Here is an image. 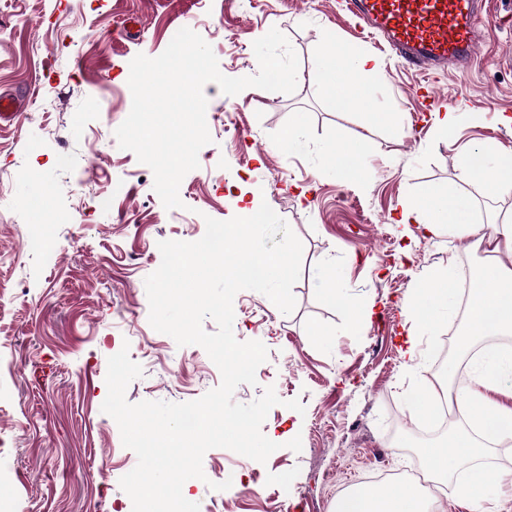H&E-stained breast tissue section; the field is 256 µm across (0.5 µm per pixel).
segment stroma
<instances>
[{
	"instance_id": "35a3bbf8",
	"label": "stroma",
	"mask_w": 512,
	"mask_h": 512,
	"mask_svg": "<svg viewBox=\"0 0 512 512\" xmlns=\"http://www.w3.org/2000/svg\"><path fill=\"white\" fill-rule=\"evenodd\" d=\"M488 8L497 21L468 73L432 80L424 98L421 75L354 37L344 0H0V95L20 102L19 118L0 126V493L19 512H133L120 480L137 456L102 411L108 359L125 346L142 367L126 390L132 403L188 402L220 384L201 346L151 327L145 279L161 263L159 242L199 240L206 218L264 202L300 239L302 270L292 313L259 292L236 294V339L263 343L268 357L233 399L247 404L274 387L281 403L262 431L279 448L263 464L208 450L189 497L200 512H329L336 497L371 485L376 469L403 475L419 465L403 402L433 373L430 348L454 322L424 332L421 367L410 371L403 302L475 251L447 227L431 233L400 213L410 197L463 179L462 146L487 147L489 168L512 159V0ZM184 27L229 77L257 74L253 43L278 28L298 55V87L228 96L205 84L212 141L180 184L182 207L168 210L150 167L114 131L132 106L131 61L160 55ZM331 41L376 65L365 101L343 111L318 70ZM449 111L457 122L446 137ZM389 112L422 114L416 138L393 131ZM295 124L300 148H280ZM357 138L359 157L338 179L328 152ZM41 194L39 217L28 203ZM36 230L49 236L45 250L20 251ZM334 277L366 313L360 335L343 332ZM294 398L304 412L287 408ZM297 436L301 451L287 449ZM244 467L253 493L217 490Z\"/></svg>"
}]
</instances>
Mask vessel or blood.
Segmentation results:
<instances>
[{
  "label": "vessel or blood",
  "instance_id": "1",
  "mask_svg": "<svg viewBox=\"0 0 512 512\" xmlns=\"http://www.w3.org/2000/svg\"><path fill=\"white\" fill-rule=\"evenodd\" d=\"M482 0H352L354 12L397 56L423 76H457L477 55Z\"/></svg>",
  "mask_w": 512,
  "mask_h": 512
}]
</instances>
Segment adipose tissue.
<instances>
[{"instance_id":"obj_1","label":"adipose tissue","mask_w":512,"mask_h":512,"mask_svg":"<svg viewBox=\"0 0 512 512\" xmlns=\"http://www.w3.org/2000/svg\"><path fill=\"white\" fill-rule=\"evenodd\" d=\"M319 67L324 86L343 107L350 106L357 95L363 94L373 70L370 56L356 49L335 47L328 48L321 56ZM472 211L471 193L460 183L451 182L408 201L401 217L406 223L413 214L424 213L429 223L447 225L449 236L475 240L483 248L482 267L469 288L466 327L457 338L464 350L470 349L478 336L512 335V260L508 263L503 260L504 255L512 257V213L498 216L491 225L485 226L472 222ZM444 278L446 287L414 288L404 301L408 314L404 356L409 369L420 365L418 339L421 331L455 312V267H448ZM509 376H512V352L489 349L474 362L469 382L456 383L453 389L442 393L427 387L413 406L415 415L430 416L436 400L442 396L457 405L469 422V430L455 432L448 437L445 446L433 445L421 449L420 454L438 479L448 480L459 471H467L468 478L460 491L468 499L471 512H486L489 501L485 492L489 478L486 470L477 466V459L486 456L489 444L512 440V409L494 403L483 396L482 391L497 388ZM333 512L423 510L415 493L368 487L340 496Z\"/></svg>"}]
</instances>
